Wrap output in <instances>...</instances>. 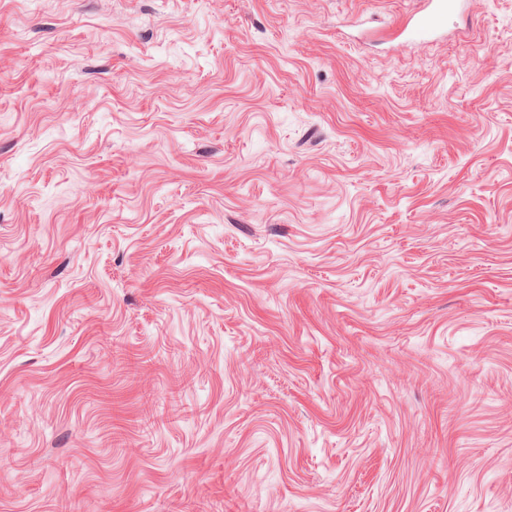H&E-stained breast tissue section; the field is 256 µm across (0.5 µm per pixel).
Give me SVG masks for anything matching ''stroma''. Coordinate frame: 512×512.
Masks as SVG:
<instances>
[{"label": "stroma", "mask_w": 512, "mask_h": 512, "mask_svg": "<svg viewBox=\"0 0 512 512\" xmlns=\"http://www.w3.org/2000/svg\"><path fill=\"white\" fill-rule=\"evenodd\" d=\"M0 0V512H512V0ZM455 0H428L429 9L423 15L406 22V27L412 22L420 32H435L441 28L448 13L456 6Z\"/></svg>", "instance_id": "1"}]
</instances>
